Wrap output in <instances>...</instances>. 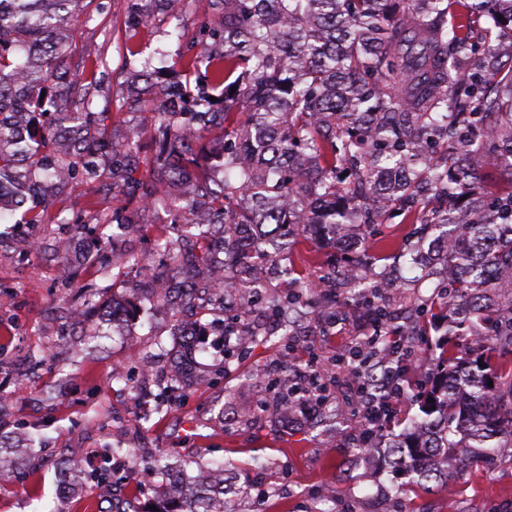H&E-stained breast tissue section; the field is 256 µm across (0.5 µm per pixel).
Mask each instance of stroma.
<instances>
[{"instance_id": "35a3bbf8", "label": "stroma", "mask_w": 512, "mask_h": 512, "mask_svg": "<svg viewBox=\"0 0 512 512\" xmlns=\"http://www.w3.org/2000/svg\"><path fill=\"white\" fill-rule=\"evenodd\" d=\"M126 8L127 0H93L91 19H79L74 32L78 45L95 48L106 62L96 75L99 90L91 109L107 114V136L116 144L143 126L140 114L122 107L137 84L142 57L160 51L171 56L178 49L161 13L140 34L141 56H128L123 48ZM112 183V167L101 160L95 180L49 196L53 223L0 228V399L5 402L0 420L6 425L0 445L24 449L29 463L24 473L0 479V512H84L88 500L107 512L116 498L129 500L140 512L149 496L134 498L130 492L162 452L190 468L198 462L224 463V483L233 489L226 501L230 512H512V456L502 457L493 469L468 470L423 492L388 463L386 451L398 430L383 434L375 454L361 451L355 412L335 391L336 356L355 331L368 335L372 329L353 302L342 308V331L322 320L330 294L303 289L313 277L304 258L329 259L342 244L368 268L401 285V295L387 298L391 307L405 298L429 299L433 276H425L403 254L404 237L413 227L391 208L384 224L372 230L352 224L331 237L309 227L306 240L288 250L296 267L288 282L269 278L257 293L239 290L215 305L199 320L209 337L195 344L191 362L201 383L155 403L149 421L132 427L144 392L158 394L167 380L170 358L159 354L158 346L171 344L189 313L153 296L132 260L145 259L176 288L189 278L205 280L207 269L199 265L187 275L169 262L167 246L193 252L197 244L187 234L165 243L160 231L170 215L160 208L144 211L137 228L116 233L100 249L92 235L76 232L72 219L94 228L105 216L124 210L127 199L112 191ZM90 265L101 270L93 280L85 272ZM91 280L97 287L114 288L115 320L105 322L97 314L85 323L71 319ZM273 296L297 308L290 340L303 349L330 391L309 420L276 413L280 394L292 385L295 362L285 356L290 340L269 309ZM252 320L258 335L248 349L229 341L222 352H214L212 338ZM441 337L433 331L409 339L416 361L404 383L402 417L419 412L420 385L435 371ZM112 447L124 451L110 461L117 470L112 485L91 483L84 493L64 496L62 462L81 457L90 476L107 462L104 452ZM327 487L335 489L334 499H325Z\"/></svg>"}]
</instances>
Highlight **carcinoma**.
Returning <instances> with one entry per match:
<instances>
[{
    "label": "carcinoma",
    "mask_w": 512,
    "mask_h": 512,
    "mask_svg": "<svg viewBox=\"0 0 512 512\" xmlns=\"http://www.w3.org/2000/svg\"><path fill=\"white\" fill-rule=\"evenodd\" d=\"M85 0H0V210H22L21 223L46 221L44 195L78 179L91 181L106 156L124 176L140 148V133L122 145L104 142L90 123L96 73L104 61L84 49V84L70 79L69 31ZM165 0H128L126 23L136 34ZM170 15L182 47L177 92L148 85L130 107L154 130L148 179L124 181L137 207L112 214L111 224L132 225L139 210L175 209L181 223L208 240H222L232 257L228 291L253 280L258 264L276 260L245 226L293 224L336 227L378 224L382 201L428 232L447 226L449 266L446 333L465 328L482 344L467 362L448 340L421 401L422 416L405 422L389 447L390 464L429 484L473 467L488 466L500 448H512V290L497 287L512 271V190L498 192L478 175L467 153L448 138L460 125L484 132L481 149L496 168L512 172V64L491 47L464 75L454 55L475 37H512V0H177ZM202 11L207 23L184 38L180 13ZM503 19H498V16ZM236 91H231V88ZM62 98L59 121L71 127L21 124L24 105L41 95ZM217 101H211V98ZM223 139L217 169L201 143ZM462 194L450 215L419 201L425 187ZM352 298L386 325L389 309L375 286ZM171 355L180 375L166 397L189 376L179 343ZM171 477L143 512H224V482L205 466L188 472L166 463Z\"/></svg>",
    "instance_id": "1"
}]
</instances>
